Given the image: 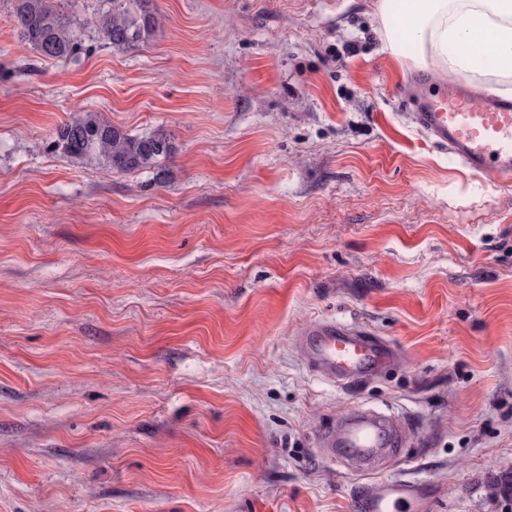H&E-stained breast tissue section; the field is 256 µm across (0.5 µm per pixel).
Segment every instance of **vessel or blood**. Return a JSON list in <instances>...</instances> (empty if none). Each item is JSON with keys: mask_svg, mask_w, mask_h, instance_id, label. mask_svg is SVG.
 I'll list each match as a JSON object with an SVG mask.
<instances>
[{"mask_svg": "<svg viewBox=\"0 0 512 512\" xmlns=\"http://www.w3.org/2000/svg\"><path fill=\"white\" fill-rule=\"evenodd\" d=\"M413 122L469 170L501 183H512V97L475 91L452 81L422 97ZM309 366L319 375L350 385L390 367L396 351L388 342L339 321L318 320L299 332ZM406 432L392 418L354 411L321 433L318 444L355 469L375 467L398 455ZM426 487L391 476L378 480L358 499L357 512H421Z\"/></svg>", "mask_w": 512, "mask_h": 512, "instance_id": "obj_1", "label": "vessel or blood"}]
</instances>
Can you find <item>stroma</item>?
Masks as SVG:
<instances>
[{"label": "stroma", "mask_w": 512, "mask_h": 512, "mask_svg": "<svg viewBox=\"0 0 512 512\" xmlns=\"http://www.w3.org/2000/svg\"><path fill=\"white\" fill-rule=\"evenodd\" d=\"M379 2L154 0L115 51L65 0L85 51L45 63L0 0V512H353L372 474L315 437L358 407L423 512H512V187L412 123L444 73ZM77 107L173 152H54ZM314 320L400 361L332 384Z\"/></svg>", "instance_id": "1"}]
</instances>
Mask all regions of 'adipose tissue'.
Wrapping results in <instances>:
<instances>
[{
    "label": "adipose tissue",
    "mask_w": 512,
    "mask_h": 512,
    "mask_svg": "<svg viewBox=\"0 0 512 512\" xmlns=\"http://www.w3.org/2000/svg\"><path fill=\"white\" fill-rule=\"evenodd\" d=\"M385 31L404 30L448 72L470 78L477 59L512 80V0H405L401 13L379 11Z\"/></svg>",
    "instance_id": "adipose-tissue-1"
}]
</instances>
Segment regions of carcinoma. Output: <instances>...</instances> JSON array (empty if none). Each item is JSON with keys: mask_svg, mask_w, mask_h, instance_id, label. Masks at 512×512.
Returning <instances> with one entry per match:
<instances>
[{"mask_svg": "<svg viewBox=\"0 0 512 512\" xmlns=\"http://www.w3.org/2000/svg\"><path fill=\"white\" fill-rule=\"evenodd\" d=\"M60 4L61 0H11L10 17L21 45L43 61H74L81 50L80 37ZM156 26L153 0H108V7L94 19L98 38L117 51L149 42ZM51 148L115 172H129L151 167L171 153L172 144L163 135H131L94 112L76 108L55 128Z\"/></svg>", "mask_w": 512, "mask_h": 512, "instance_id": "carcinoma-1", "label": "carcinoma"}]
</instances>
